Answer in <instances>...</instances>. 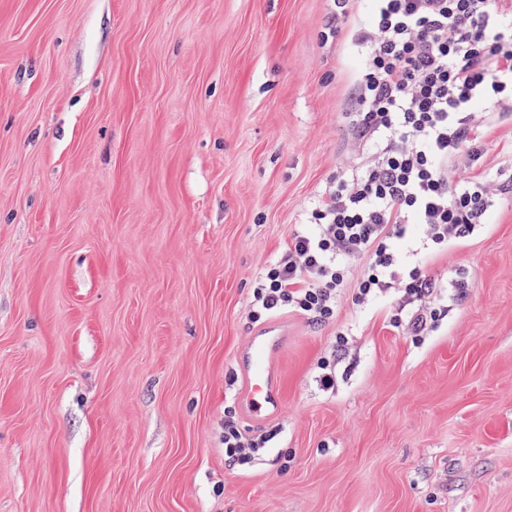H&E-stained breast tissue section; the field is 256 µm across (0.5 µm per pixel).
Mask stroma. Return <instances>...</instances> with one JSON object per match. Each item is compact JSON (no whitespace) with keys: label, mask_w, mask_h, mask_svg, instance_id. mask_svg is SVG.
I'll list each match as a JSON object with an SVG mask.
<instances>
[{"label":"stroma","mask_w":512,"mask_h":512,"mask_svg":"<svg viewBox=\"0 0 512 512\" xmlns=\"http://www.w3.org/2000/svg\"><path fill=\"white\" fill-rule=\"evenodd\" d=\"M334 10L0 0V512H512V198L427 262L428 335L357 305L354 263L335 318L277 314L281 416L238 406L254 282L361 157ZM228 414L270 438L248 468ZM268 441L269 436L246 437L234 426L232 420H224V460L229 467L250 465Z\"/></svg>","instance_id":"35a3bbf8"}]
</instances>
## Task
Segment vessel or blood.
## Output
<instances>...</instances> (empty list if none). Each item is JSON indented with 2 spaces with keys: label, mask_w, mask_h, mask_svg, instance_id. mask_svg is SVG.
<instances>
[{
  "label": "vessel or blood",
  "mask_w": 512,
  "mask_h": 512,
  "mask_svg": "<svg viewBox=\"0 0 512 512\" xmlns=\"http://www.w3.org/2000/svg\"><path fill=\"white\" fill-rule=\"evenodd\" d=\"M288 335L287 323L270 322L255 331L238 354L243 379L238 402L251 423L263 424L281 413V360L288 346Z\"/></svg>",
  "instance_id": "obj_1"
}]
</instances>
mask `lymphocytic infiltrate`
I'll use <instances>...</instances> for the list:
<instances>
[{"label":"lymphocytic infiltrate","mask_w":512,"mask_h":512,"mask_svg":"<svg viewBox=\"0 0 512 512\" xmlns=\"http://www.w3.org/2000/svg\"><path fill=\"white\" fill-rule=\"evenodd\" d=\"M335 2L362 57L347 119L365 161L338 176L293 229L256 279L249 317L288 309L323 322L345 288L360 305L397 290L391 326L422 336L441 315L425 304L437 288L425 272L429 256L473 236L512 196V173L482 168L489 122L474 110L480 101L512 112V0H371L366 25L353 20L355 0ZM461 156L471 174L449 180L448 164ZM266 442L225 420L229 466L253 463Z\"/></svg>","instance_id":"lymphocytic-infiltrate-1"}]
</instances>
